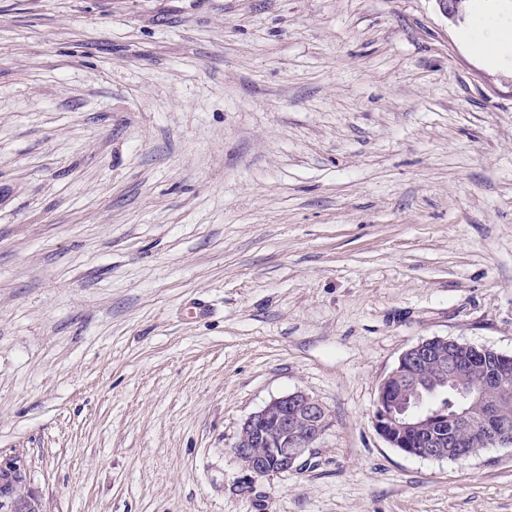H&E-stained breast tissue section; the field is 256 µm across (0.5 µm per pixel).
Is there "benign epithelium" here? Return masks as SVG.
Masks as SVG:
<instances>
[{
    "mask_svg": "<svg viewBox=\"0 0 512 512\" xmlns=\"http://www.w3.org/2000/svg\"><path fill=\"white\" fill-rule=\"evenodd\" d=\"M482 352L446 337L424 338L404 351L397 366L383 379L374 402V426L392 448L428 458L464 448L477 435L485 443L507 445L504 425L498 413V398H512V356L498 359L491 379L468 390H459V402L446 416L417 410V386L428 371L443 380L457 383L472 370ZM480 402L482 412L474 417L466 408L469 401ZM449 419L448 437L427 434V424ZM329 426L325 407L303 391H294L272 399L243 423L234 451L240 462L262 476H273L293 469L311 452ZM27 467L22 457L10 456L0 461V512H37L34 499L23 493Z\"/></svg>",
    "mask_w": 512,
    "mask_h": 512,
    "instance_id": "obj_1",
    "label": "benign epithelium"
}]
</instances>
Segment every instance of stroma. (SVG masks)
<instances>
[{"label": "stroma", "instance_id": "1", "mask_svg": "<svg viewBox=\"0 0 512 512\" xmlns=\"http://www.w3.org/2000/svg\"><path fill=\"white\" fill-rule=\"evenodd\" d=\"M512 0H0V455L42 512H512L405 454L420 339L512 356ZM301 390L292 470L233 447ZM483 52L492 61L512 60V26L500 29L494 40L484 46ZM329 426L325 407L303 391L272 399L243 423L234 451L240 462L262 476L293 469ZM291 448L278 455V449ZM274 456V457H272Z\"/></svg>", "mask_w": 512, "mask_h": 512}]
</instances>
